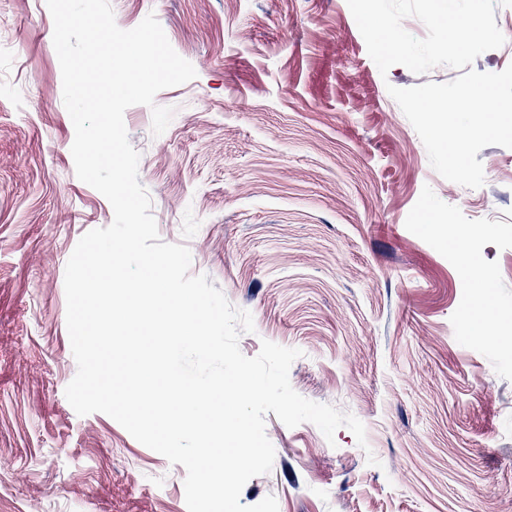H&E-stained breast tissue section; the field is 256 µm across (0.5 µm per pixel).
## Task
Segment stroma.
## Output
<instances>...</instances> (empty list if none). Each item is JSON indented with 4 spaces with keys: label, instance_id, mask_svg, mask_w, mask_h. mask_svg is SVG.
Instances as JSON below:
<instances>
[{
    "label": "stroma",
    "instance_id": "obj_1",
    "mask_svg": "<svg viewBox=\"0 0 512 512\" xmlns=\"http://www.w3.org/2000/svg\"><path fill=\"white\" fill-rule=\"evenodd\" d=\"M110 3L124 30L155 14L197 72L156 95L175 110L163 134L150 107L124 115L160 239L252 314L244 355L300 349L294 390L366 428L363 448L267 414L273 467L241 503L512 512V149L478 153L482 187L448 183L387 91L458 70L380 73L347 0ZM53 30L46 0H0V512H187L182 465L65 397V267L114 214L75 172ZM486 213L474 244L503 319L488 341L469 337L458 257L422 224Z\"/></svg>",
    "mask_w": 512,
    "mask_h": 512
}]
</instances>
